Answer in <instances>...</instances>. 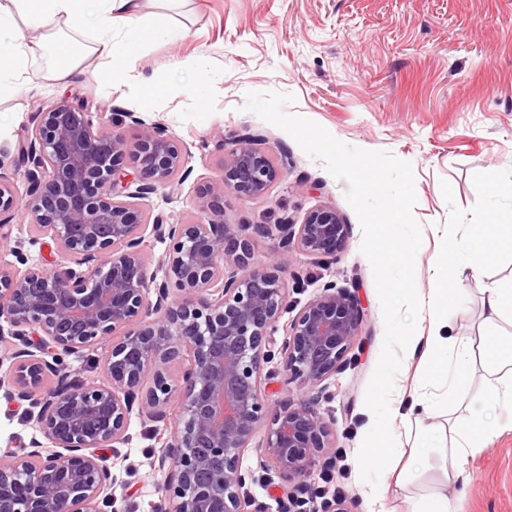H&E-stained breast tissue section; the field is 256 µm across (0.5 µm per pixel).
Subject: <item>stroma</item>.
I'll use <instances>...</instances> for the list:
<instances>
[{"label":"stroma","instance_id":"obj_1","mask_svg":"<svg viewBox=\"0 0 512 512\" xmlns=\"http://www.w3.org/2000/svg\"><path fill=\"white\" fill-rule=\"evenodd\" d=\"M143 12L151 21L181 28L184 36L175 43H142L123 88L102 80L108 60L88 59L83 73L66 82L54 80L42 60L22 75L24 92L0 97V169L12 175L16 195L27 191L13 172L17 139L30 128L34 112L71 95L102 110L106 126L133 112L163 124L179 141L183 182L176 191L161 189L135 200L145 219L194 220L200 192L219 178L224 154L244 134L258 135L260 148L278 161L280 176L257 198L225 192V222L299 224L310 210L330 203L349 226L347 247L335 264L293 255L283 275L288 307L281 325L290 324L329 281L354 287L368 313L355 360L332 378L316 406L336 435L332 465L316 464L308 479L310 508L336 494L355 500L356 512H414L421 495L441 489L463 496L464 512H512V414L492 405L489 414L502 424L501 433L469 449L467 481L447 478L440 451L450 447L449 427L466 417V403L482 390V378L469 377L451 401L445 384L430 379L415 359L403 360L395 377L391 429L403 450L398 466L413 461L422 474L402 489L385 474L374 490L361 480L356 457L374 422L365 393L384 322L371 265L360 251V223L345 198V182L286 132L244 109L250 91L290 94L294 100L284 113L310 119L345 143L411 163L413 214L423 235L415 282L418 291L428 292L433 267L447 260L472 225L483 223L489 210L512 211V196L492 193L487 181L492 175L504 189L512 185V0H143ZM146 80L157 86L156 94L143 93ZM30 236L28 217L16 215L12 238L20 252L29 264L54 268L60 260L55 245L47 238L31 243ZM17 253L0 247V264H16ZM495 281H512V254L484 265L482 281L453 285L445 335L475 341L484 335L481 285ZM416 392L431 411L402 426L399 416ZM153 428L132 416L130 440L118 448L114 470L126 480L116 492L119 512H164L168 506L157 490L166 473L150 466L159 453ZM39 435L23 407L0 397V448L26 446ZM241 467L251 476L247 493L268 512H279L274 470L263 469L252 449Z\"/></svg>","mask_w":512,"mask_h":512}]
</instances>
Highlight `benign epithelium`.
Listing matches in <instances>:
<instances>
[{
	"label": "benign epithelium",
	"instance_id": "1",
	"mask_svg": "<svg viewBox=\"0 0 512 512\" xmlns=\"http://www.w3.org/2000/svg\"><path fill=\"white\" fill-rule=\"evenodd\" d=\"M125 117L137 129L131 151L101 115L53 101L34 113L15 147L27 197L0 175V245L21 211L35 236L63 254L52 270L0 266V347L13 364L0 390L27 403L45 438L28 450H0V512H109L123 481L103 451L128 442L134 414L155 423L170 512H266L243 492L240 459L251 447L279 474L280 512H307V479L334 439L314 405L347 363L366 314L348 287L330 281L277 347L287 306L282 273L294 253L336 261L349 226L331 205L301 224H254L251 234L224 223V191L255 198L280 174L247 134L225 154L219 181L203 190L200 219L154 218L153 236L171 242L158 283L131 199L173 188L183 153L163 126ZM273 231L276 257L253 262L252 235ZM103 342L111 343L108 382L79 381L62 368V356ZM276 358L299 396L271 410L264 369ZM174 402L180 414L172 423Z\"/></svg>",
	"mask_w": 512,
	"mask_h": 512
}]
</instances>
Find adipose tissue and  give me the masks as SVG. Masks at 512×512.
<instances>
[{
    "mask_svg": "<svg viewBox=\"0 0 512 512\" xmlns=\"http://www.w3.org/2000/svg\"><path fill=\"white\" fill-rule=\"evenodd\" d=\"M27 9L31 24L43 31L40 39L25 41L14 31L13 14L0 8V95L19 92L22 71L36 62L38 57L47 55L53 61L56 80L65 81L81 73L88 55L95 54L121 61L122 66L107 74L112 84H123L127 74L124 62L130 61L140 44L152 38L179 41L183 32L175 26H152L141 21V0H95L101 16L97 34L90 46L77 48L71 42L57 39L53 27L58 18L69 19L81 16L83 0H20ZM121 19L126 24L123 35H116L113 19ZM512 253V217L490 213L487 222L479 230L466 238L459 253L448 259V268L435 275L433 286L428 293L417 294L421 307L427 308L436 327H444V303L450 283L463 279L480 280L482 263L495 253ZM440 336H430L425 340L424 354L429 364L431 376L444 378L447 386L469 378L476 368L487 373L484 394L470 402L468 417L458 426V440L448 450V473L460 476L466 471L467 450L474 444L489 441L498 432L495 423L489 421L486 407L495 402L512 408V340L500 341L497 336H489L483 346H475L471 339L457 338L452 343L449 359L438 354Z\"/></svg>",
    "mask_w": 512,
    "mask_h": 512,
    "instance_id": "adipose-tissue-1",
    "label": "adipose tissue"
}]
</instances>
